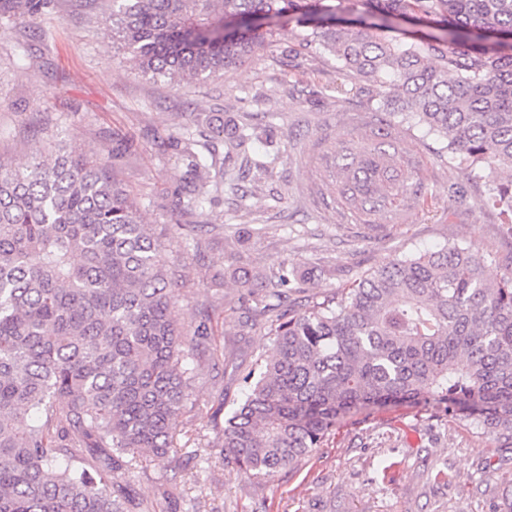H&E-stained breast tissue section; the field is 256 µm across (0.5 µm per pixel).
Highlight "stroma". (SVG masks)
I'll use <instances>...</instances> for the list:
<instances>
[{"instance_id": "35a3bbf8", "label": "stroma", "mask_w": 512, "mask_h": 512, "mask_svg": "<svg viewBox=\"0 0 512 512\" xmlns=\"http://www.w3.org/2000/svg\"><path fill=\"white\" fill-rule=\"evenodd\" d=\"M104 9L103 0H54L47 15L0 21V162L24 165L60 141L98 157L111 156L113 136L134 144L121 176L164 246L191 390L174 452L137 457L114 481L156 512H512V446L430 405L340 417L322 448L269 479L224 461V421L247 393L242 373L272 348L245 276L287 263L301 283L286 303L298 306L451 244L474 246L509 274L512 225L443 137L397 118L391 138L407 150L400 168L420 197H398V224L350 210L331 191V152L370 141L382 90L303 47V28H275L268 47L223 77L177 89L113 48ZM243 114L255 133L224 162L223 199L182 213L178 189L190 182L209 194L213 173L189 172L172 139L194 119ZM248 160L272 163V174H242Z\"/></svg>"}]
</instances>
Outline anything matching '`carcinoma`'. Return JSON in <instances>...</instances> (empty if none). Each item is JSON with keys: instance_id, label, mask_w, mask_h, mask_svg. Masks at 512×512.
<instances>
[{"instance_id": "carcinoma-1", "label": "carcinoma", "mask_w": 512, "mask_h": 512, "mask_svg": "<svg viewBox=\"0 0 512 512\" xmlns=\"http://www.w3.org/2000/svg\"><path fill=\"white\" fill-rule=\"evenodd\" d=\"M112 45L140 73L178 87L224 74L268 46L263 25L295 22L303 45L384 87L388 114L426 125L489 179L512 224V0H108ZM52 0H0V20ZM335 149L339 192L357 210L398 218L391 199L404 148ZM248 136L233 120L175 147L215 171L217 141ZM161 242L108 161L60 142L24 168L0 162V512H145L112 480L126 455L163 458L188 397L184 340ZM297 290L284 267L250 282L276 301ZM271 354L249 371L224 421V458L266 479L310 457L339 417L434 403L512 444V274L472 247L398 259L340 293L271 320Z\"/></svg>"}]
</instances>
